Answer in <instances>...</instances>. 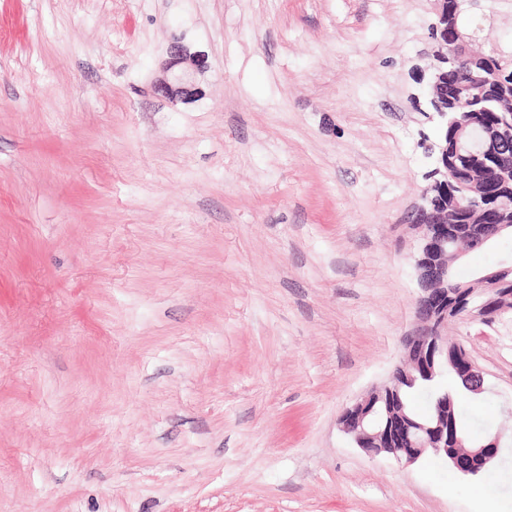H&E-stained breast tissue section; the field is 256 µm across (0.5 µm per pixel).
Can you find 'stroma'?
Returning <instances> with one entry per match:
<instances>
[{
	"instance_id": "1",
	"label": "stroma",
	"mask_w": 512,
	"mask_h": 512,
	"mask_svg": "<svg viewBox=\"0 0 512 512\" xmlns=\"http://www.w3.org/2000/svg\"><path fill=\"white\" fill-rule=\"evenodd\" d=\"M434 0H0V512H512L338 430L417 325ZM476 48L512 45V0ZM194 101L154 92L172 37ZM512 433V316L449 330Z\"/></svg>"
}]
</instances>
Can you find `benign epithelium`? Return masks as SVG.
Here are the masks:
<instances>
[{
	"instance_id": "benign-epithelium-1",
	"label": "benign epithelium",
	"mask_w": 512,
	"mask_h": 512,
	"mask_svg": "<svg viewBox=\"0 0 512 512\" xmlns=\"http://www.w3.org/2000/svg\"><path fill=\"white\" fill-rule=\"evenodd\" d=\"M471 39V35L455 27L448 31L445 39L438 41L424 90L429 118L437 120L441 129H453L455 136L451 144L439 139L427 146L428 153L435 157V167L429 176L430 183L422 192L421 204L408 216V224L417 237L412 259L420 286L415 302L419 325L405 339L401 364L382 385L345 408L339 426L371 457L389 454L410 466L432 455L449 462L457 473L476 477L498 464L502 451L501 435L487 438L475 448H466L453 433L448 415L443 413L437 417L436 425L429 428L426 437L414 442L409 423L392 406L400 388L406 383H415L413 372L424 377L428 363L437 358L448 359V329L461 321L491 326L508 313L506 309L495 307L493 295L508 284L504 275L512 272L511 266L479 273L478 279L486 288L469 292L456 287L448 263V244L461 237L465 238L469 249L481 250L505 234H512V224L500 223L496 204L483 206L476 202L465 210L457 206L450 212L440 200L443 192L451 190L450 170H460L459 163L472 156H480L486 161L482 189L484 194H492L490 188L503 183L507 174V169L497 166L496 162L512 155L511 121L503 120L497 136L486 137L465 111L467 102L448 107V92L439 75L440 64H455V57L448 55V43L467 46ZM168 56L164 76L156 83L155 90L172 103L194 100L199 94L195 75L207 69L204 55L190 53L181 39L176 38L168 48ZM186 63L191 64L192 69L182 68ZM453 360L462 370L467 390L473 394L485 392V372L465 346L457 345ZM379 400L385 402L386 417L373 425L369 422L374 413L371 402Z\"/></svg>"
}]
</instances>
